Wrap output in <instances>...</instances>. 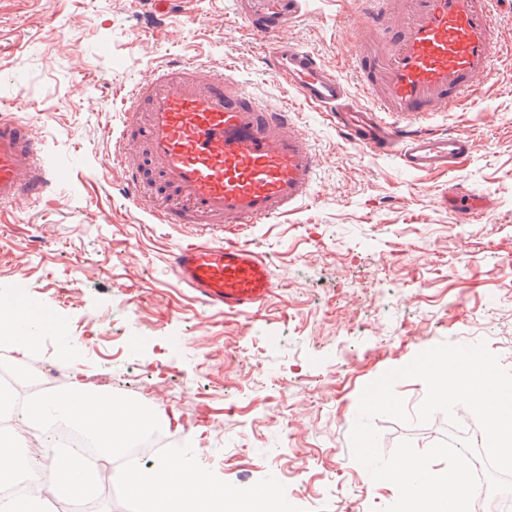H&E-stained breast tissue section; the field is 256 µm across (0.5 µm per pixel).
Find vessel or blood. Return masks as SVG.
I'll return each mask as SVG.
<instances>
[{
    "mask_svg": "<svg viewBox=\"0 0 512 512\" xmlns=\"http://www.w3.org/2000/svg\"><path fill=\"white\" fill-rule=\"evenodd\" d=\"M303 0H239L252 33L268 44L264 65L295 98L324 112L338 136L359 150L397 159L411 174L451 171L474 152L472 137L427 124L468 97L495 62L512 59L493 22V0H363L353 33L383 34L355 64L370 102L358 104L336 69L282 37L300 19ZM111 158L135 205L159 224H272L311 199L318 156L307 129L283 103L255 96L232 69L173 60L121 92ZM49 165L30 123L0 113V206L35 203L65 180ZM452 199L471 218L482 203L463 187ZM169 265L202 304L247 313L273 293L268 264L238 239H195ZM43 298L8 308L29 328Z\"/></svg>",
    "mask_w": 512,
    "mask_h": 512,
    "instance_id": "b4317fda",
    "label": "vessel or blood"
}]
</instances>
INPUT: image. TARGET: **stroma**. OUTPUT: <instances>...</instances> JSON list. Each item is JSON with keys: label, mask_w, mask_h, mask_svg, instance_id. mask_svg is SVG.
Masks as SVG:
<instances>
[{"label": "stroma", "mask_w": 512, "mask_h": 512, "mask_svg": "<svg viewBox=\"0 0 512 512\" xmlns=\"http://www.w3.org/2000/svg\"><path fill=\"white\" fill-rule=\"evenodd\" d=\"M361 0H305L286 40L337 68L356 102L350 26ZM234 0H0V104L21 116L50 164L71 180L38 204L0 213V295L43 298L48 324L21 368L64 364L79 380L112 376L121 395L148 383L221 480L274 476L303 512H383L393 492L351 457L364 388L442 343H486L512 371V66L478 77L435 127L467 132L458 169L412 176L390 157L343 143L326 117L280 87ZM172 57L225 64L257 96L297 112L319 158L308 205L278 224L237 227L268 263L274 295L248 315L203 305L182 287L170 252L189 224H153L119 172L102 164L118 125L117 89ZM487 196L461 221L445 188ZM73 337L62 347V337Z\"/></svg>", "instance_id": "obj_1"}]
</instances>
